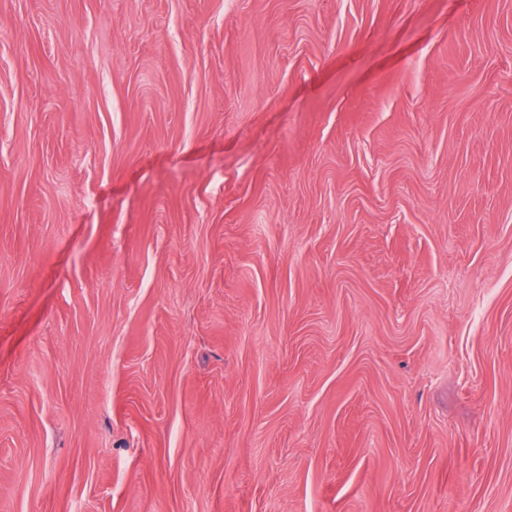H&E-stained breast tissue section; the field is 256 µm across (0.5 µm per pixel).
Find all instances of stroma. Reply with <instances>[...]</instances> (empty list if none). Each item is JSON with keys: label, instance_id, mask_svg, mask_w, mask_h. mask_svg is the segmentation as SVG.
<instances>
[{"label": "stroma", "instance_id": "obj_1", "mask_svg": "<svg viewBox=\"0 0 512 512\" xmlns=\"http://www.w3.org/2000/svg\"><path fill=\"white\" fill-rule=\"evenodd\" d=\"M0 512H512V0H0Z\"/></svg>", "mask_w": 512, "mask_h": 512}]
</instances>
